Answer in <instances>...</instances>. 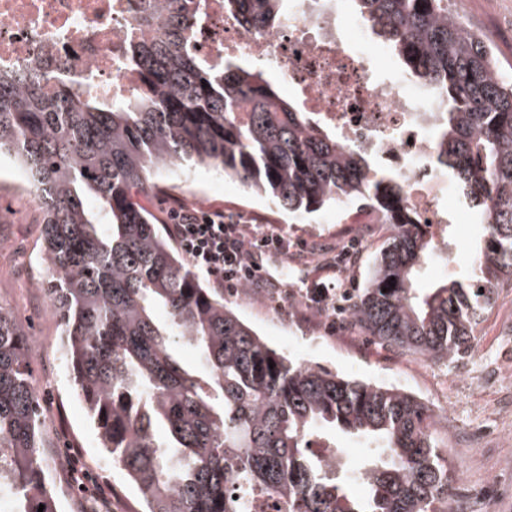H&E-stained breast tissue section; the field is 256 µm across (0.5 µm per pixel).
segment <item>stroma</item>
<instances>
[{"label": "stroma", "instance_id": "35a3bbf8", "mask_svg": "<svg viewBox=\"0 0 512 512\" xmlns=\"http://www.w3.org/2000/svg\"><path fill=\"white\" fill-rule=\"evenodd\" d=\"M466 23L474 30L485 24L495 27L498 40L493 48L499 64L512 67V0H498L493 9L487 0H474ZM222 178L219 172L209 180L194 176L192 170L176 169L160 176L168 191L144 199L143 204L163 218L174 207L219 208L254 230L287 234L292 247L280 256L282 270L273 276L274 281L297 287V304L285 318L275 320L268 305L238 290L225 292V301L278 353L287 352L284 341L291 337L299 346L298 351L287 352L292 359L304 356L334 372L404 389L429 406L447 401L448 427L436 430L435 439L455 470L451 512H512V445H495L512 419V377L502 375L503 370H512V281L500 285L494 305L477 329L473 351L457 361L433 363L373 342L346 318L337 320L332 336H325L317 316L326 305L311 300L307 288L319 280L333 285L337 296L353 295L387 239L386 228L374 225L354 262L340 266L336 244L358 233L353 218H340L332 208L310 220L292 216L241 186L218 188ZM40 219L35 202L14 191L11 166L0 165V305L17 315L27 334L44 431L65 437L83 467L100 471L99 485L84 500L73 501L60 480L51 490L59 512H141L138 495L99 448L71 388L61 329L42 287L51 271L42 257ZM480 234V226L472 223L451 225L447 264L426 269L420 287H435L449 273L464 269Z\"/></svg>", "mask_w": 512, "mask_h": 512}]
</instances>
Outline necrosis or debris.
<instances>
[{
	"instance_id": "4bbe7bcc",
	"label": "necrosis or debris",
	"mask_w": 512,
	"mask_h": 512,
	"mask_svg": "<svg viewBox=\"0 0 512 512\" xmlns=\"http://www.w3.org/2000/svg\"><path fill=\"white\" fill-rule=\"evenodd\" d=\"M159 0H0V73L44 67L69 57L68 79L107 99L143 87L129 63L130 49L159 32ZM195 46L210 61L244 62L274 72L303 111L314 113L348 150L367 153L400 179L405 203L430 225L446 262L448 219L456 207L446 177L433 164L440 101L396 70H382L367 29L343 0H290L275 27L257 30L224 0H204ZM55 475L75 493L94 485V472L77 467L61 440L40 449Z\"/></svg>"
}]
</instances>
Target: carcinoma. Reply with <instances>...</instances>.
Wrapping results in <instances>:
<instances>
[{
    "label": "carcinoma",
    "instance_id": "carcinoma-1",
    "mask_svg": "<svg viewBox=\"0 0 512 512\" xmlns=\"http://www.w3.org/2000/svg\"><path fill=\"white\" fill-rule=\"evenodd\" d=\"M355 4L404 73L441 96L435 164L482 228L466 276L429 292L417 284L436 242L404 207L402 182L373 173L369 155L341 147L263 70L198 54L202 0H161V34L134 47L144 88L130 97L49 92L36 69L0 75V155L21 164L42 215L54 269L44 288L74 392L142 512H255L264 502L276 512H449L453 467L421 401L277 353L224 293L200 285L140 204L163 191L159 165L189 162L293 216L333 206L378 214L390 235L350 306L357 327L433 363L468 355L496 288L512 279V78L498 79L493 48L449 0ZM224 5L255 29L287 9ZM185 346L192 365L178 356ZM29 358L0 305V492L9 512H58ZM325 433L379 447L351 472L312 450Z\"/></svg>",
    "mask_w": 512,
    "mask_h": 512
}]
</instances>
